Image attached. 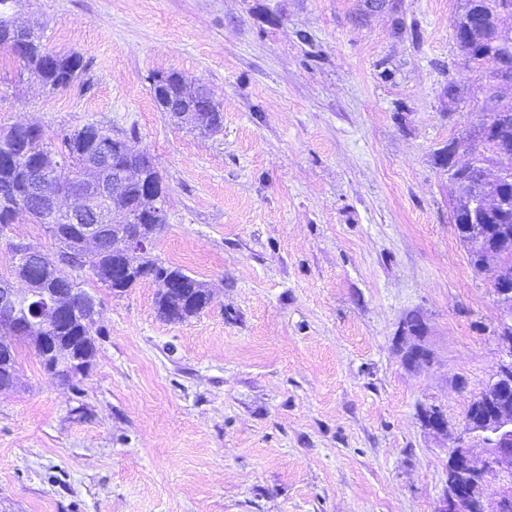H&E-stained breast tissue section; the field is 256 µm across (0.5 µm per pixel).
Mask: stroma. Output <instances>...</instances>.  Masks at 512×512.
Masks as SVG:
<instances>
[{"label":"stroma","instance_id":"stroma-1","mask_svg":"<svg viewBox=\"0 0 512 512\" xmlns=\"http://www.w3.org/2000/svg\"><path fill=\"white\" fill-rule=\"evenodd\" d=\"M399 4L397 37L364 0H20L47 50L89 61L92 89L45 91L1 47L0 129H136L169 189L151 253L213 300L169 323L156 284L118 297L86 281L105 334L75 388L20 343L0 512H437L512 318L496 260L474 267L458 236L440 161L492 107L453 37L461 0ZM169 71L208 88L221 132L157 109L150 78ZM15 237L55 249L11 225L0 276ZM411 317L430 365L405 360ZM492 287L501 305L512 318V274L504 271L496 272Z\"/></svg>","mask_w":512,"mask_h":512}]
</instances>
